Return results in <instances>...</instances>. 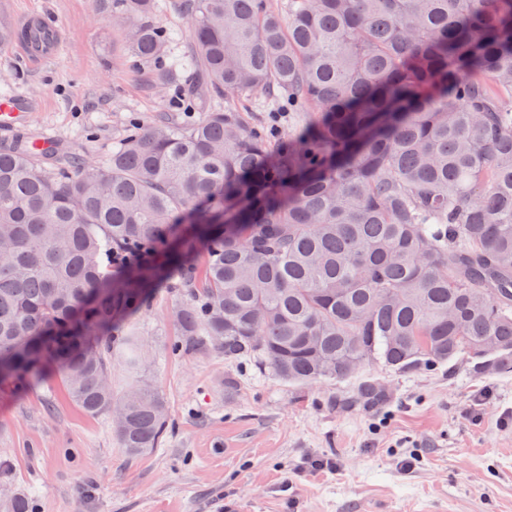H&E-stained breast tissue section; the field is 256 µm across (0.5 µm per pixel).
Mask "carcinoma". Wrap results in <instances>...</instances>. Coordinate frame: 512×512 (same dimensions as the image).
<instances>
[{
  "label": "carcinoma",
  "mask_w": 512,
  "mask_h": 512,
  "mask_svg": "<svg viewBox=\"0 0 512 512\" xmlns=\"http://www.w3.org/2000/svg\"><path fill=\"white\" fill-rule=\"evenodd\" d=\"M98 5L199 117L130 124L105 165L0 149V381L55 371L129 457L159 447L171 414L125 323L161 284L174 356L217 347L298 385L358 362L512 373V0H167L185 45L158 0ZM257 92L302 117L275 146L234 104ZM134 252L158 259L112 270ZM391 400L368 378L334 405ZM0 512L36 497L11 483ZM164 1L166 0H161L162 8L157 12L155 20L177 32L181 40L187 42L191 34L188 20L166 10Z\"/></svg>",
  "instance_id": "carcinoma-1"
}]
</instances>
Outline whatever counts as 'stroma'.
<instances>
[{"label": "stroma", "instance_id": "1", "mask_svg": "<svg viewBox=\"0 0 512 512\" xmlns=\"http://www.w3.org/2000/svg\"><path fill=\"white\" fill-rule=\"evenodd\" d=\"M31 10L57 21L65 46L38 67L0 47V95L44 103L26 131L55 137L61 157L104 164L130 122L197 118L149 87L150 65H130L95 0H0L15 24ZM236 107L248 125L293 127L284 102L264 94ZM176 302L160 288L135 319L154 353L144 376L172 415L161 448L128 459L110 419L86 415L60 379L25 392L0 382V477L35 494L40 512H512V375L370 363L358 378L390 386V405L341 410L328 399L357 378L301 386L220 350L169 355Z\"/></svg>", "mask_w": 512, "mask_h": 512}]
</instances>
